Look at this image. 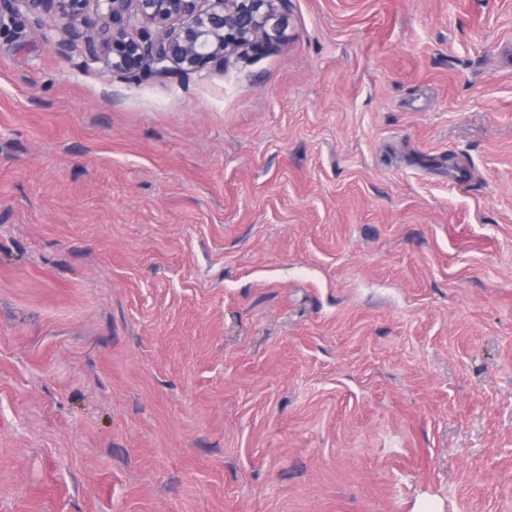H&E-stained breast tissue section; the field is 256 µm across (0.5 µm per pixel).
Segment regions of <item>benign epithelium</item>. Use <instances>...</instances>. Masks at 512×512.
<instances>
[{
    "instance_id": "7a95c632",
    "label": "benign epithelium",
    "mask_w": 512,
    "mask_h": 512,
    "mask_svg": "<svg viewBox=\"0 0 512 512\" xmlns=\"http://www.w3.org/2000/svg\"><path fill=\"white\" fill-rule=\"evenodd\" d=\"M288 0H0V17L25 11L64 22L59 47L138 83L156 75L222 70L241 53L277 46Z\"/></svg>"
}]
</instances>
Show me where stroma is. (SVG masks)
I'll return each instance as SVG.
<instances>
[{
	"mask_svg": "<svg viewBox=\"0 0 512 512\" xmlns=\"http://www.w3.org/2000/svg\"><path fill=\"white\" fill-rule=\"evenodd\" d=\"M135 83L0 21V512H512V0H288Z\"/></svg>",
	"mask_w": 512,
	"mask_h": 512,
	"instance_id": "obj_1",
	"label": "stroma"
}]
</instances>
